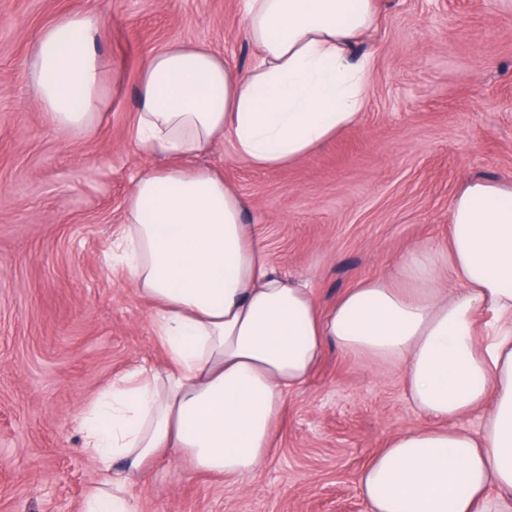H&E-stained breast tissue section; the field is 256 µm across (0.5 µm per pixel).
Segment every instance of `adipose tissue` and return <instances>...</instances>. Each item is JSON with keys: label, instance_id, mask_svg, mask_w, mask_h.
Instances as JSON below:
<instances>
[{"label": "adipose tissue", "instance_id": "ef3b65f1", "mask_svg": "<svg viewBox=\"0 0 512 512\" xmlns=\"http://www.w3.org/2000/svg\"><path fill=\"white\" fill-rule=\"evenodd\" d=\"M248 70L204 46L167 45L143 64L134 137L167 165L132 181L112 260L151 303L163 366L114 379L81 418L85 454L110 488L82 512H135L127 493L161 458L243 480L266 460L288 393L326 346L400 363L432 419L377 451L359 475L369 512H512V186L474 179L451 206L448 240L410 247L394 278L369 277L327 308L270 263L242 197L193 158L229 138L236 157L281 168L356 123L377 23L372 0H243ZM97 13L45 26L26 77L56 129L91 130L108 105ZM491 314L477 334V313ZM486 408L478 431L452 420Z\"/></svg>", "mask_w": 512, "mask_h": 512}]
</instances>
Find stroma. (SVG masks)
<instances>
[{
  "label": "stroma",
  "mask_w": 512,
  "mask_h": 512,
  "mask_svg": "<svg viewBox=\"0 0 512 512\" xmlns=\"http://www.w3.org/2000/svg\"><path fill=\"white\" fill-rule=\"evenodd\" d=\"M359 49L373 73L359 121L286 169L235 157L229 140L196 158L223 172L273 264L329 306L368 276H393L407 248L448 237L471 179L512 185V8L498 0H374ZM100 14L96 49L117 90L93 130L63 134L26 79L55 17ZM242 0H0V512H80L103 475L82 447L84 406L161 354L149 305L112 270V235L132 179L158 165L130 139L136 86L172 42L248 69ZM403 368L328 347L290 393L274 446L242 481L157 462L137 512H366L369 459L428 425Z\"/></svg>",
  "instance_id": "stroma-1"
}]
</instances>
